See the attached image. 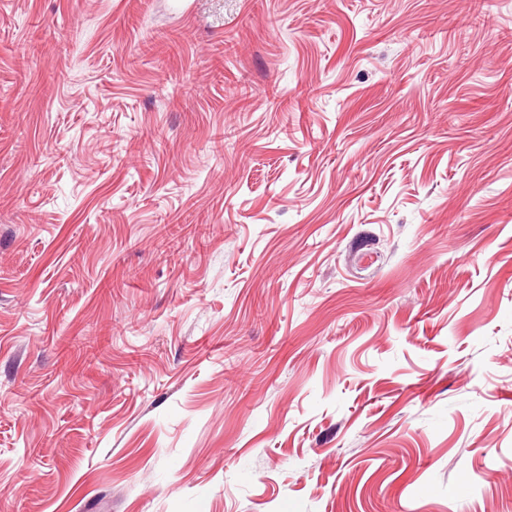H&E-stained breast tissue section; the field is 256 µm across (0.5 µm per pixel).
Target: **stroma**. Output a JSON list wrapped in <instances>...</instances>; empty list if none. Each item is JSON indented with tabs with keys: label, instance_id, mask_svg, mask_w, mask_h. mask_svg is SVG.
<instances>
[{
	"label": "stroma",
	"instance_id": "35a3bbf8",
	"mask_svg": "<svg viewBox=\"0 0 512 512\" xmlns=\"http://www.w3.org/2000/svg\"><path fill=\"white\" fill-rule=\"evenodd\" d=\"M0 512H512V0H0Z\"/></svg>",
	"mask_w": 512,
	"mask_h": 512
}]
</instances>
